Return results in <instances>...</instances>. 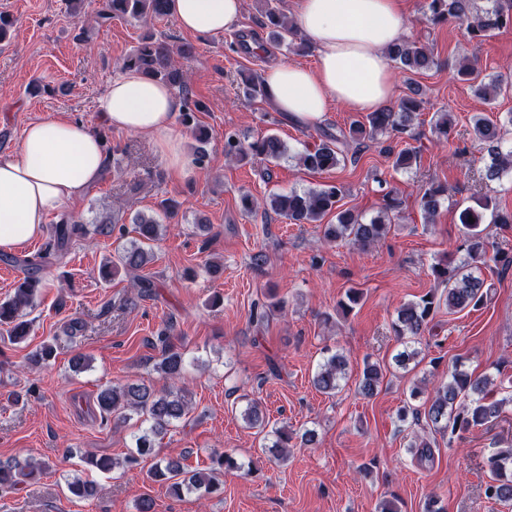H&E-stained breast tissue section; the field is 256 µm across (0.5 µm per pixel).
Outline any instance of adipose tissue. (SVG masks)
Masks as SVG:
<instances>
[{
	"label": "adipose tissue",
	"instance_id": "ef3b65f1",
	"mask_svg": "<svg viewBox=\"0 0 512 512\" xmlns=\"http://www.w3.org/2000/svg\"><path fill=\"white\" fill-rule=\"evenodd\" d=\"M168 8L183 30L216 36L238 25L242 0H169ZM296 26L315 48L318 67H266L265 93L277 111L313 124L335 103L357 112L390 103L387 50L408 34L400 0H297ZM178 107L170 87L134 70L113 78L99 101L110 127L153 137L168 168L182 174L191 161L180 148ZM107 165L101 138L84 123H29L16 149L0 158V248L38 237L48 217L82 198Z\"/></svg>",
	"mask_w": 512,
	"mask_h": 512
}]
</instances>
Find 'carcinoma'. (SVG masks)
<instances>
[{"instance_id": "carcinoma-1", "label": "carcinoma", "mask_w": 512, "mask_h": 512, "mask_svg": "<svg viewBox=\"0 0 512 512\" xmlns=\"http://www.w3.org/2000/svg\"><path fill=\"white\" fill-rule=\"evenodd\" d=\"M168 0H102L97 11L101 22H107L126 14L134 18H160L168 13ZM424 20L430 25L450 21L465 26L471 39L480 41L491 33L512 26V0H489L484 8L476 6V0H428ZM266 27L271 40L285 44L291 51L300 50L295 43L294 25L282 16L276 8L266 11ZM192 47L186 45L176 50L161 43L152 34L145 35L139 45L129 54L124 68H135L142 73L168 84L182 98L183 121L189 125L195 113L205 111V106L189 94L188 83L175 56L188 58ZM389 60L410 75L422 74L437 65L434 49L417 38L408 37L388 49ZM459 75L473 83L477 94L491 103L512 86V79L502 74L489 83L479 80L480 72L476 63L467 59L460 65ZM420 87L413 81L408 84V92L397 103L369 112L363 120L355 121L349 131L336 135L324 134V140L314 149L300 155L302 165L313 172H324L336 168L341 161L356 155H347L350 150L358 151L366 141H374L379 135L402 133L413 123L420 112L422 99ZM512 126V113H506L501 122H491L484 117L473 118V135L487 153L489 162L484 167V183L501 179L503 173L512 170V149L506 147V126ZM284 143L275 135H266L251 142L241 139L236 133L224 134V156L238 162L260 159L273 163L286 155ZM343 194L342 187L327 185L302 193L272 192L263 209L289 220L293 224L318 223L327 241L345 240L361 248H367L386 236L391 225L389 214L399 208V201L392 192L385 194V215L366 222L351 209H338ZM448 198V188L436 182L429 183L420 191L419 207L427 222L434 221L444 200ZM494 216V222L511 224V215L497 212L495 201L485 196L480 201V210L468 206L460 212V223L464 229L463 247L465 258L456 264L438 261L430 266V274L438 287L428 291L418 299L401 305L396 310L391 328L402 350L394 356L395 366L406 370L418 357L421 344L429 325L441 307L448 311H462L468 307L477 309L490 299L492 288L481 277V267L493 261L503 267L512 266V248H498L489 252L485 228L482 227L484 212ZM334 215L335 222L325 224L323 220ZM155 220L139 216L135 220L138 238L123 248L106 273L123 268L126 271L143 269L154 259L150 243L159 237ZM84 230L83 225L63 218L54 226L53 242L49 249L60 253L65 251L73 237ZM25 276L14 289L13 296L0 303V325L5 327L7 339L18 341L27 335V323L22 320L24 310L34 305L38 289L44 286L40 277V267L33 261L25 262ZM363 293L356 289L346 290L339 307L344 314L351 313L360 303ZM164 346L157 371L166 378L176 381L182 378L186 360L184 353L175 348L169 335L158 337ZM385 368L378 362H365L358 384V391L365 397L377 394L384 379ZM349 377V359L336 350L327 351L322 362L317 364L312 376L314 388L326 395L339 391ZM419 387L410 390L409 397L398 410L402 422L412 420L423 424L430 431L448 438V443L463 438L472 429L487 427L495 422L504 409L512 406V379L504 382L491 375H475L456 364L448 370V381L438 386L434 393L423 402H417ZM96 408L102 419L126 422L133 417L141 419L143 426L131 434V447L122 461L110 458L97 460L96 467L109 471L117 466L134 470L152 459L156 439L167 434L170 427L185 419L192 408L189 392L183 388L170 386L159 392L143 383H125L107 386L96 396ZM246 426L263 435L265 444L261 451L276 459H284L293 438L300 439L304 446L316 442V433L306 429L302 432L290 430L287 426H269V419L261 404L254 400L246 402L241 411ZM483 468L488 473L483 493L486 499L508 505L512 503V448L500 450L486 457ZM42 471L28 464L22 469L17 466L0 465V489H11L26 478L34 480ZM147 474L150 478L168 484L169 491L179 496L182 493L209 495L218 489L219 480L214 474L190 469L175 458L153 459Z\"/></svg>"}]
</instances>
